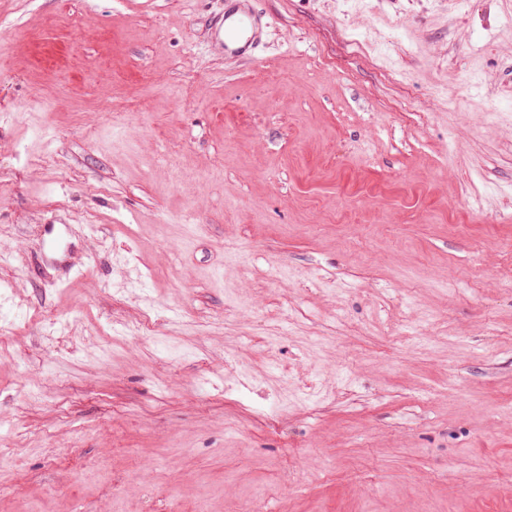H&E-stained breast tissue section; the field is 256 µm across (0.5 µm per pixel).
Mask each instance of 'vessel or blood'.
<instances>
[{
	"label": "vessel or blood",
	"instance_id": "vessel-or-blood-1",
	"mask_svg": "<svg viewBox=\"0 0 512 512\" xmlns=\"http://www.w3.org/2000/svg\"><path fill=\"white\" fill-rule=\"evenodd\" d=\"M246 0H224V12L212 21V34L230 58H255L259 19Z\"/></svg>",
	"mask_w": 512,
	"mask_h": 512
}]
</instances>
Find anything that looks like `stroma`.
Segmentation results:
<instances>
[{
    "instance_id": "1",
    "label": "stroma",
    "mask_w": 512,
    "mask_h": 512,
    "mask_svg": "<svg viewBox=\"0 0 512 512\" xmlns=\"http://www.w3.org/2000/svg\"><path fill=\"white\" fill-rule=\"evenodd\" d=\"M257 7L0 0V512H512V11ZM248 0H225L224 13L212 21V35L230 58L257 59L259 19L245 7Z\"/></svg>"
}]
</instances>
